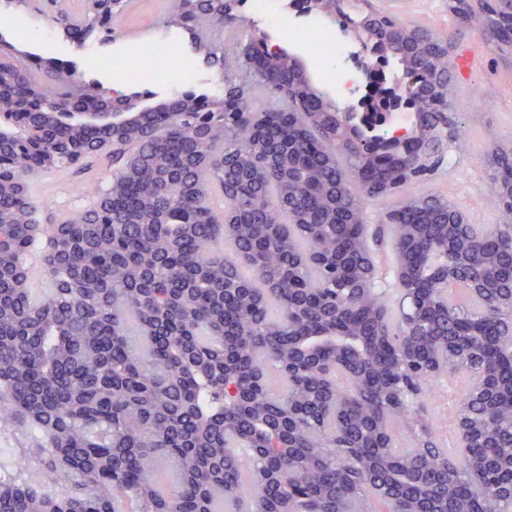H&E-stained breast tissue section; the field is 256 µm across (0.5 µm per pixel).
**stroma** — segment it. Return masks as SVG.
Listing matches in <instances>:
<instances>
[{"label":"stroma","instance_id":"stroma-1","mask_svg":"<svg viewBox=\"0 0 512 512\" xmlns=\"http://www.w3.org/2000/svg\"><path fill=\"white\" fill-rule=\"evenodd\" d=\"M11 14L22 18L23 27L7 32V39L27 40L29 31H36L44 45L45 57H54L63 63L84 71L87 79H100V71L87 68L86 49L77 46L47 16L21 5H13ZM427 24L434 33L447 35L454 42L456 53L452 59L453 100L460 108V140L451 151L450 160L439 173L426 179L424 191L448 197L465 210L470 223L487 228L507 221V214L498 200L486 154L490 147L512 149V54L498 51L481 35L462 27L448 11V0H433L427 9ZM132 24L146 27L143 35L130 37L124 30ZM114 36L107 41L92 40L91 47L109 54H128L147 48L155 37L163 34L178 36L180 51L172 59L174 67L191 66L195 79L187 88L199 96H212L217 86L213 69L198 53L191 36L171 25L167 0H125L121 16L112 22ZM478 54L487 61L480 75H473L466 64L468 54ZM112 178L109 160L102 155L90 157L85 168L69 175L66 188L54 194L38 195L36 217L40 223L55 224L72 208L86 203L98 187Z\"/></svg>","mask_w":512,"mask_h":512}]
</instances>
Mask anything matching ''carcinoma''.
I'll list each match as a JSON object with an SVG mask.
<instances>
[{
    "mask_svg": "<svg viewBox=\"0 0 512 512\" xmlns=\"http://www.w3.org/2000/svg\"><path fill=\"white\" fill-rule=\"evenodd\" d=\"M56 25L83 42L107 36L122 0H95L75 20L49 0ZM342 19L368 21L370 0H331ZM470 0L494 35L512 0ZM207 63L235 81L246 63L224 0H170ZM405 68L452 81L448 40L386 16ZM39 68L43 79L33 80ZM110 98L76 70L0 39V121L38 131L31 144L0 130V426L26 437L28 467L0 476V512H50L46 485L71 512H512V498L480 482L466 461L509 468L512 370L493 356L466 363L442 344L468 346L494 317L512 320L493 286L512 264V225L495 231L441 221L455 202L402 179L409 158L348 137L336 105L283 52L227 100L181 93L110 122ZM446 110L423 101L414 129L424 150L455 147ZM275 165L260 172L258 160ZM104 154L112 181L60 224H30L29 173L79 170ZM495 184L512 175V150L488 154ZM369 201L384 204L379 223ZM411 260L406 289L366 281L370 243ZM40 249L53 284L31 295L19 270ZM488 258L492 289L460 278L432 288L469 255ZM324 346L348 368L298 363L290 347ZM365 375L354 385L355 376ZM462 377L448 418L478 432L438 437L430 382ZM407 438L398 441L397 434ZM250 451L251 470L238 451ZM158 466L176 486L149 480Z\"/></svg>",
    "mask_w": 512,
    "mask_h": 512,
    "instance_id": "obj_1",
    "label": "carcinoma"
}]
</instances>
